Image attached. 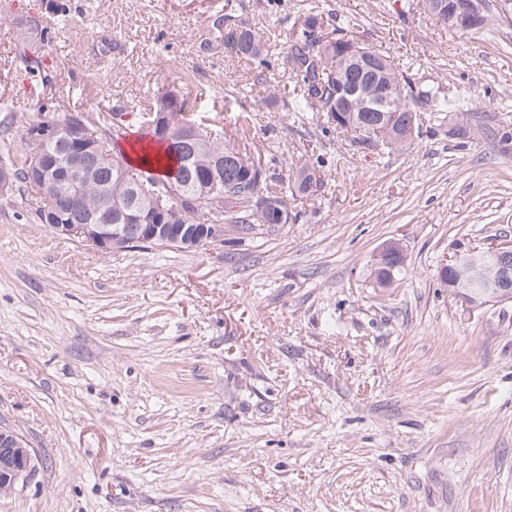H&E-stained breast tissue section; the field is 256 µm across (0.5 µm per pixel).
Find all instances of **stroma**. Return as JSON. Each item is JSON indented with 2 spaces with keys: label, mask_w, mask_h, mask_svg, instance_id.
Segmentation results:
<instances>
[{
  "label": "stroma",
  "mask_w": 512,
  "mask_h": 512,
  "mask_svg": "<svg viewBox=\"0 0 512 512\" xmlns=\"http://www.w3.org/2000/svg\"><path fill=\"white\" fill-rule=\"evenodd\" d=\"M0 16V120L44 107L137 113L174 87L214 111L267 176L322 187L259 238L102 254L0 196V427L37 470L0 512H512V301L473 308L440 264L512 239V0L461 34L417 0H18ZM399 62L420 135L371 151L295 88L284 34L309 13ZM230 13L269 40L268 67L212 27ZM47 22L49 81L27 78L18 29ZM471 136L449 130L458 116ZM407 248L387 288L385 240Z\"/></svg>",
  "instance_id": "obj_1"
}]
</instances>
